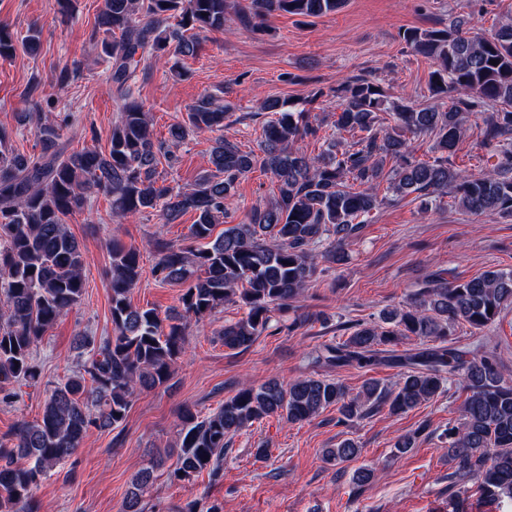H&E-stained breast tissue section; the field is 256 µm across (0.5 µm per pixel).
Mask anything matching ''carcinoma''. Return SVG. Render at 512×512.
Returning <instances> with one entry per match:
<instances>
[{
  "instance_id": "obj_1",
  "label": "carcinoma",
  "mask_w": 512,
  "mask_h": 512,
  "mask_svg": "<svg viewBox=\"0 0 512 512\" xmlns=\"http://www.w3.org/2000/svg\"><path fill=\"white\" fill-rule=\"evenodd\" d=\"M344 4L247 0L235 13L240 24L250 27L279 13L321 17ZM229 8L230 0H105L94 35L110 59L109 80L122 100L108 152H70L61 143L62 126L41 123L35 131L40 151L27 156L11 148L12 132L0 125L3 399L13 396L10 385L37 380L34 348L82 298L83 257L67 218L83 210L91 196L111 198L112 216L120 220L159 207L171 223L193 211L197 219L189 238L209 240L198 249L155 242L152 275L160 282L185 285L181 310L164 317L154 308L132 306L130 294L142 276L140 250L112 243V334L77 335V349L84 356L80 370L50 392L41 418L19 421L0 437V512H39L34 490L51 470L75 454L90 432L121 426L137 393L170 382L185 352L190 322H202L226 302L237 303L245 315L224 325L220 336L230 351L248 349L272 327V313L288 309L316 281L318 259H343L344 246L380 204L379 179L389 177L388 189L398 196L416 195L425 209L451 193L471 214L512 218V21L487 34L475 33L464 16L446 28L402 33L411 52L438 62L429 89L447 98L445 109L394 101L368 78H348L339 88L342 102L335 127L339 133L358 131L362 136L350 143L326 139L321 153L309 157L293 144L318 136L311 111L321 93L294 110L271 97L261 104L273 118L262 126L259 153L218 138L210 158L214 170L195 188L157 185L158 165L175 164L172 148L193 133L222 130L227 108L203 96L183 122L170 126L169 142H157L131 77L148 59L197 57L203 46L200 34L224 30ZM15 51L13 34L0 24V59ZM382 113L392 115L394 127H380ZM471 116L482 121V142L496 158L487 172L462 171L450 163ZM421 135L434 138L436 156L429 161L413 159L411 139ZM388 159L396 167L386 175ZM255 169L272 175L278 195L252 208L244 222L212 237L215 224L227 215L238 180ZM510 307L511 269L453 282L435 272L402 304L386 308L382 324L358 322L345 340L324 345L317 355L327 365L398 367L402 372L395 386L369 382L350 397L341 382L326 377L244 385L207 415L189 409L179 414L180 453L171 476L191 482L206 470L217 479L228 440L264 418L309 422L331 406L337 407L340 423L384 406L405 413L432 400L450 381L467 397L462 422L445 432L448 488L475 485L488 499H512V382L503 378L501 354L495 346L470 351L448 340L461 324L477 331L490 328ZM399 336H414L431 346L404 354L383 349ZM426 428L424 424L399 436L397 453L413 448ZM359 454L352 439L323 452L338 464ZM152 479L149 469L135 475L122 512H143L142 496Z\"/></svg>"
}]
</instances>
